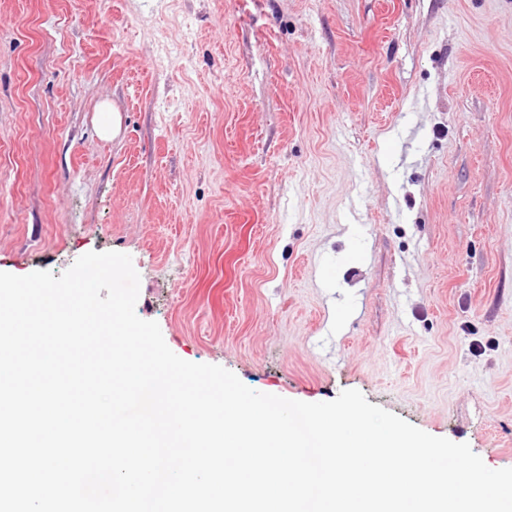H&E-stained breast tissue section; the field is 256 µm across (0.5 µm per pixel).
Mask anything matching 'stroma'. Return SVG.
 <instances>
[{
	"label": "stroma",
	"instance_id": "stroma-1",
	"mask_svg": "<svg viewBox=\"0 0 512 512\" xmlns=\"http://www.w3.org/2000/svg\"><path fill=\"white\" fill-rule=\"evenodd\" d=\"M90 251L181 359L512 468V0H0L5 270Z\"/></svg>",
	"mask_w": 512,
	"mask_h": 512
}]
</instances>
